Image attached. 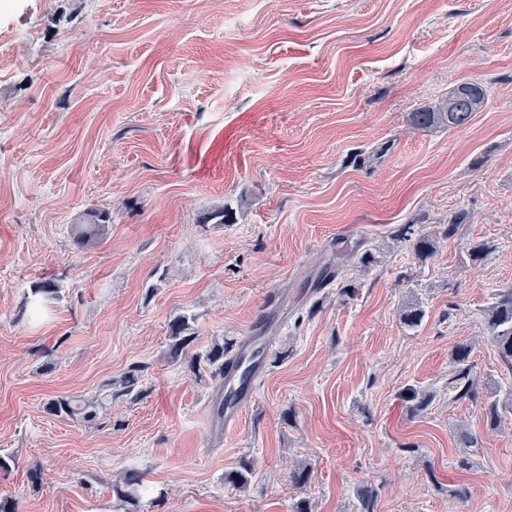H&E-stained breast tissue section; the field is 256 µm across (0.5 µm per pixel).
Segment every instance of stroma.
<instances>
[{
    "label": "stroma",
    "mask_w": 512,
    "mask_h": 512,
    "mask_svg": "<svg viewBox=\"0 0 512 512\" xmlns=\"http://www.w3.org/2000/svg\"><path fill=\"white\" fill-rule=\"evenodd\" d=\"M464 83L486 98L467 125H411ZM92 208L109 220L78 242ZM327 266L354 293L314 289ZM505 288L512 0H0V499L18 512H356L367 481L375 512H512V413L491 426L448 387L460 343L479 393L512 387L483 322ZM271 293L255 400L215 430L216 384L169 357V323L193 316L197 352L241 340ZM135 365L144 396L96 424L47 412ZM410 386L433 396L417 414ZM243 459L247 487L225 485ZM119 484L114 485L117 499L122 503L132 504L139 499V489L143 487L144 474L133 469L127 470L120 477Z\"/></svg>",
    "instance_id": "stroma-1"
}]
</instances>
